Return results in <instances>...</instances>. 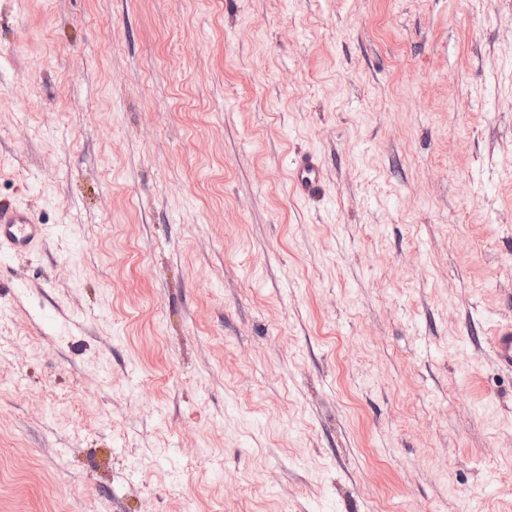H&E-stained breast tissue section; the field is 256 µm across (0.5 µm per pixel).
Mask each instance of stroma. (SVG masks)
<instances>
[{
  "label": "stroma",
  "mask_w": 512,
  "mask_h": 512,
  "mask_svg": "<svg viewBox=\"0 0 512 512\" xmlns=\"http://www.w3.org/2000/svg\"><path fill=\"white\" fill-rule=\"evenodd\" d=\"M0 201V512H512V0H0ZM289 179L296 194L304 200L318 197L324 183L321 159L313 153L296 155L291 162ZM47 234L44 224H38L27 209L0 204V249L25 250ZM493 344L499 361L512 367V326L502 325L493 332Z\"/></svg>",
  "instance_id": "stroma-1"
}]
</instances>
